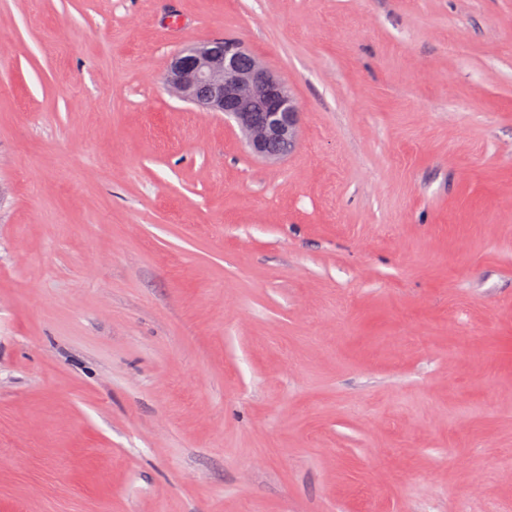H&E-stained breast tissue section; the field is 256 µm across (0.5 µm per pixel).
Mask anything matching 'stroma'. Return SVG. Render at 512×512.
Returning a JSON list of instances; mask_svg holds the SVG:
<instances>
[{
  "mask_svg": "<svg viewBox=\"0 0 512 512\" xmlns=\"http://www.w3.org/2000/svg\"><path fill=\"white\" fill-rule=\"evenodd\" d=\"M0 512H512V0H0ZM164 82L184 101L233 120L258 158L282 159L299 143L300 102L240 42L210 40L182 49Z\"/></svg>",
  "mask_w": 512,
  "mask_h": 512,
  "instance_id": "35a3bbf8",
  "label": "stroma"
}]
</instances>
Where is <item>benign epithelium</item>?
I'll list each match as a JSON object with an SVG mask.
<instances>
[{
    "label": "benign epithelium",
    "mask_w": 512,
    "mask_h": 512,
    "mask_svg": "<svg viewBox=\"0 0 512 512\" xmlns=\"http://www.w3.org/2000/svg\"><path fill=\"white\" fill-rule=\"evenodd\" d=\"M164 82L183 100L234 121L258 158L279 160L299 143L300 102L237 41L210 40L182 49L172 57Z\"/></svg>",
    "instance_id": "7a95c632"
}]
</instances>
